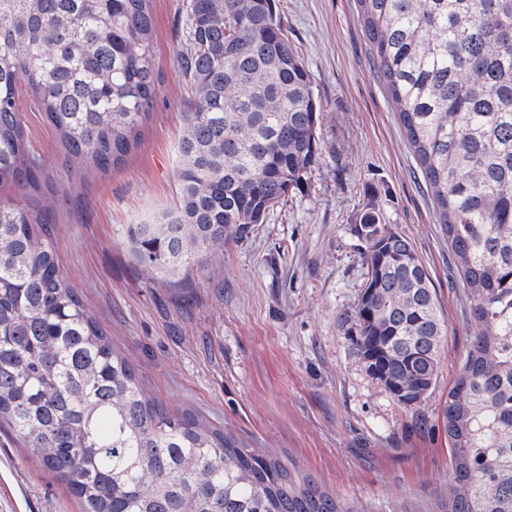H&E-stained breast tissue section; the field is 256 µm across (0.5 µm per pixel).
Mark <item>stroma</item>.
Returning a JSON list of instances; mask_svg holds the SVG:
<instances>
[{"mask_svg":"<svg viewBox=\"0 0 512 512\" xmlns=\"http://www.w3.org/2000/svg\"><path fill=\"white\" fill-rule=\"evenodd\" d=\"M323 108L305 185L221 259L179 284L131 256L128 225L177 199L184 0H153L159 91L124 163L89 175L22 100L30 149L56 184L60 269L169 412L191 409L361 512H439L451 479L440 416L477 333L438 215L376 77L357 0H275ZM426 265L448 324L435 389L398 402L352 351L342 320L367 278L355 226L368 202ZM0 512H80L53 472L0 431Z\"/></svg>","mask_w":512,"mask_h":512,"instance_id":"stroma-1","label":"stroma"}]
</instances>
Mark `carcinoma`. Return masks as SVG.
<instances>
[{"label":"carcinoma","instance_id":"cac0c4a2","mask_svg":"<svg viewBox=\"0 0 512 512\" xmlns=\"http://www.w3.org/2000/svg\"><path fill=\"white\" fill-rule=\"evenodd\" d=\"M153 0H0V427L81 512H360L194 411L170 413L62 277L55 183L30 149L24 94L88 174L120 165L158 93ZM375 73L399 115L479 332L442 419L453 477L442 512H512V0H357ZM187 92L177 201L127 237L167 281L243 238L304 183L321 104L274 0H186ZM367 280L347 340L382 381L386 350L448 326L410 239L369 202ZM378 288H421L383 315ZM441 354L416 368L411 405Z\"/></svg>","mask_w":512,"mask_h":512}]
</instances>
